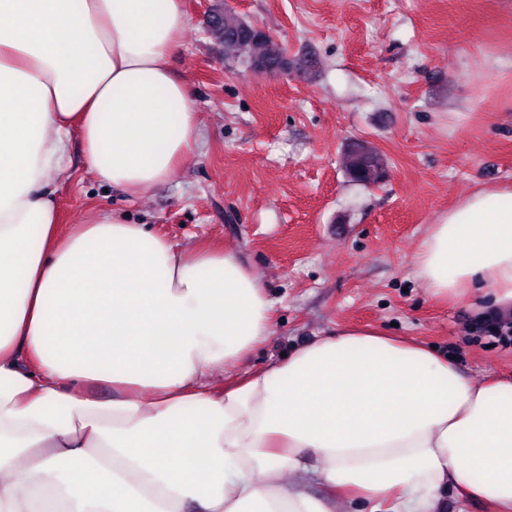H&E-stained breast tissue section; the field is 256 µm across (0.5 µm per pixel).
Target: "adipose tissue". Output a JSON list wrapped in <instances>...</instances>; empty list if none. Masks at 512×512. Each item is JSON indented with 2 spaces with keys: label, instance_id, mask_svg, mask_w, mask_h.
<instances>
[{
  "label": "adipose tissue",
  "instance_id": "obj_1",
  "mask_svg": "<svg viewBox=\"0 0 512 512\" xmlns=\"http://www.w3.org/2000/svg\"><path fill=\"white\" fill-rule=\"evenodd\" d=\"M185 25L181 0H0V512H440L449 487L512 512V381L353 327L243 375L275 302L235 250L106 211L61 231L72 135L133 196L195 149ZM414 264L512 317V186L460 199Z\"/></svg>",
  "mask_w": 512,
  "mask_h": 512
}]
</instances>
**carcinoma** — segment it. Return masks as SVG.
<instances>
[{"label": "carcinoma", "instance_id": "obj_1", "mask_svg": "<svg viewBox=\"0 0 512 512\" xmlns=\"http://www.w3.org/2000/svg\"><path fill=\"white\" fill-rule=\"evenodd\" d=\"M216 23L210 33L231 60L243 58L253 70L273 69L283 65L281 46L263 31L245 22L235 11L221 4L213 10ZM347 174L364 186L376 185L385 178V168L378 153L365 143L351 146L347 157Z\"/></svg>", "mask_w": 512, "mask_h": 512}]
</instances>
